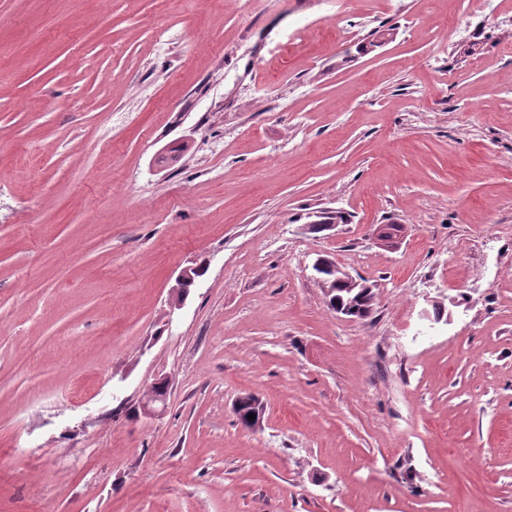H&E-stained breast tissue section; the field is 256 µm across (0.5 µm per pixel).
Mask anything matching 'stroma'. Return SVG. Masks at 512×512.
Returning a JSON list of instances; mask_svg holds the SVG:
<instances>
[{"mask_svg":"<svg viewBox=\"0 0 512 512\" xmlns=\"http://www.w3.org/2000/svg\"><path fill=\"white\" fill-rule=\"evenodd\" d=\"M455 8L0 0V512H512V0Z\"/></svg>","mask_w":512,"mask_h":512,"instance_id":"35a3bbf8","label":"stroma"}]
</instances>
